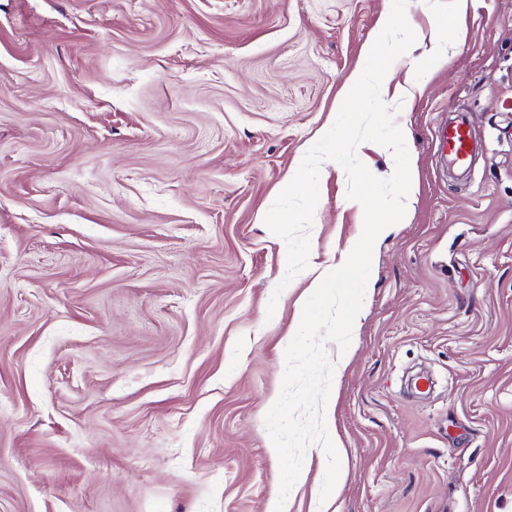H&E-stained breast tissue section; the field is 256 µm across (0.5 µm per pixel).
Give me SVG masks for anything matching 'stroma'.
<instances>
[{"label": "stroma", "instance_id": "1", "mask_svg": "<svg viewBox=\"0 0 512 512\" xmlns=\"http://www.w3.org/2000/svg\"><path fill=\"white\" fill-rule=\"evenodd\" d=\"M392 0H0V512H267L265 416L363 231L323 161L307 268L262 218ZM409 0L412 172L325 408L337 512H512V0ZM450 40L447 57L426 53ZM464 110L470 177L437 154ZM321 445L290 512H326Z\"/></svg>", "mask_w": 512, "mask_h": 512}]
</instances>
